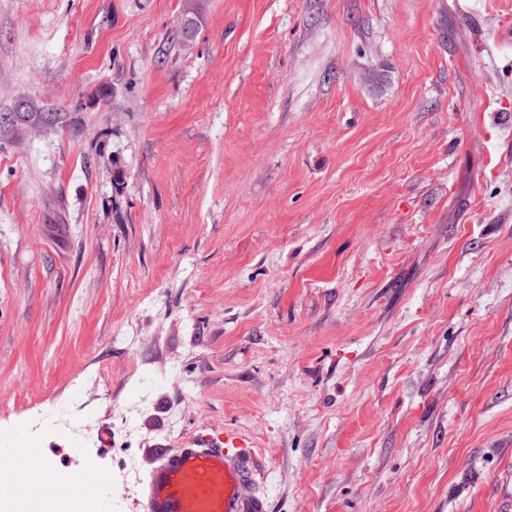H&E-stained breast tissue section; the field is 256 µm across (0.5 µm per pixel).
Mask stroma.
I'll return each mask as SVG.
<instances>
[{
  "instance_id": "obj_1",
  "label": "stroma",
  "mask_w": 512,
  "mask_h": 512,
  "mask_svg": "<svg viewBox=\"0 0 512 512\" xmlns=\"http://www.w3.org/2000/svg\"><path fill=\"white\" fill-rule=\"evenodd\" d=\"M79 375L87 502L232 427L272 512H507L512 0H0V442ZM150 382L151 379L145 375L135 379L134 384L137 385V388L132 395V403L120 407L116 410L114 415H112L115 420L112 427L114 435L130 437L135 432L137 418L142 413L146 402L144 393Z\"/></svg>"
}]
</instances>
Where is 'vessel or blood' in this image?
<instances>
[{"label":"vessel or blood","instance_id":"vessel-or-blood-1","mask_svg":"<svg viewBox=\"0 0 512 512\" xmlns=\"http://www.w3.org/2000/svg\"><path fill=\"white\" fill-rule=\"evenodd\" d=\"M259 474L254 445L236 430L199 434L177 448L157 449L139 481L137 512H269L255 490ZM23 487H44L51 512H68L74 477L41 461L21 472Z\"/></svg>","mask_w":512,"mask_h":512}]
</instances>
